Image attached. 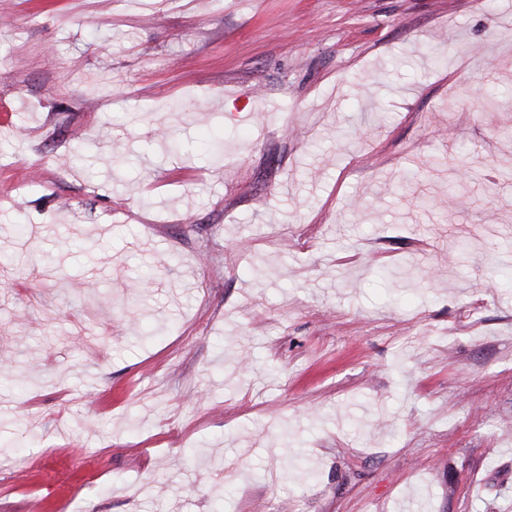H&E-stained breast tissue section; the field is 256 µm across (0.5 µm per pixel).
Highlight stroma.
<instances>
[{"instance_id":"1","label":"stroma","mask_w":512,"mask_h":512,"mask_svg":"<svg viewBox=\"0 0 512 512\" xmlns=\"http://www.w3.org/2000/svg\"><path fill=\"white\" fill-rule=\"evenodd\" d=\"M487 251L512 0H0V512H512Z\"/></svg>"}]
</instances>
